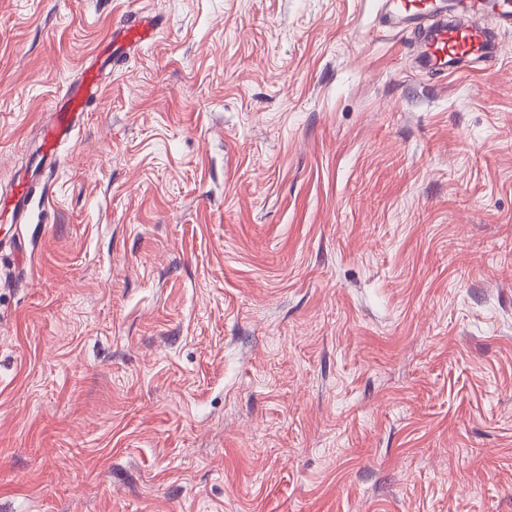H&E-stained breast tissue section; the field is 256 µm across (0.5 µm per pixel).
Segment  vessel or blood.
Here are the masks:
<instances>
[{"mask_svg":"<svg viewBox=\"0 0 512 512\" xmlns=\"http://www.w3.org/2000/svg\"><path fill=\"white\" fill-rule=\"evenodd\" d=\"M388 6L391 15L402 21L435 15L434 24L422 40L421 60L426 68L438 73L456 69L458 63L465 60H488L500 53L497 41L484 28L460 21V14L490 13L501 25L512 27V0H453L449 5L442 0H389ZM155 34V24L148 17L138 18L121 32L122 38L131 44L152 40ZM101 95L98 76L88 69L78 86L67 87L62 97L53 102L56 119L43 133V164L34 173L29 186L23 187L17 195L13 211L16 221H23L27 215L32 187L41 184L56 163L58 144L72 138L76 116L83 112L89 100Z\"/></svg>","mask_w":512,"mask_h":512,"instance_id":"1","label":"vessel or blood"}]
</instances>
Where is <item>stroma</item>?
<instances>
[{
  "label": "stroma",
  "mask_w": 512,
  "mask_h": 512,
  "mask_svg": "<svg viewBox=\"0 0 512 512\" xmlns=\"http://www.w3.org/2000/svg\"><path fill=\"white\" fill-rule=\"evenodd\" d=\"M383 0H0V512H512V32ZM156 33L155 24L148 17H139L133 24L119 32L122 38L130 44H140L152 40ZM498 42L480 26L466 22L436 20L424 35L421 44V60L431 71L445 73L458 69L464 60L499 56ZM101 95L102 87L98 82V75L88 68L84 71V76L78 86L68 85L62 97L52 103L51 108L56 112V120L43 133V164L17 194L13 211L16 222L21 223L27 215L32 188L35 191V187L42 183L46 174L51 171L52 165L57 162L55 151L58 144L72 138L76 116L83 112L84 106L89 100L100 98Z\"/></svg>",
  "instance_id": "stroma-1"
}]
</instances>
